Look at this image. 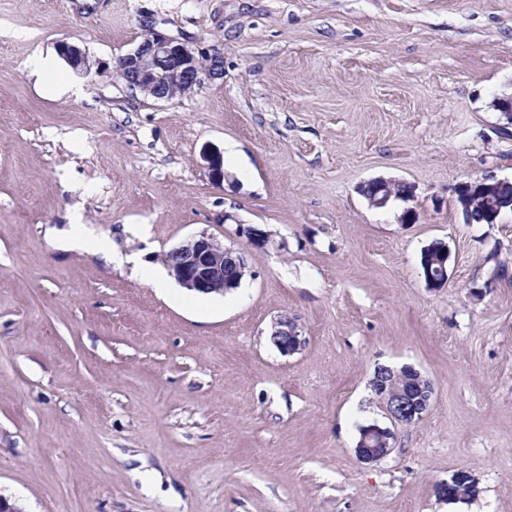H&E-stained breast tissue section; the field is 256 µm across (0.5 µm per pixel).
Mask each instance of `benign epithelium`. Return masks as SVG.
<instances>
[{
	"label": "benign epithelium",
	"instance_id": "benign-epithelium-1",
	"mask_svg": "<svg viewBox=\"0 0 512 512\" xmlns=\"http://www.w3.org/2000/svg\"><path fill=\"white\" fill-rule=\"evenodd\" d=\"M60 53L76 72L91 68L86 53L73 44H61ZM117 73L131 94L172 101L196 87L223 78L224 55L217 48L206 49L176 40L149 25L136 47L118 59ZM203 158L209 179L216 185L223 184L226 172L221 154L210 151ZM503 184L502 179L484 176L455 187L465 223L494 224L503 208H512V200L497 198V191ZM369 185L372 187V192L366 195L369 204L384 208L397 197L400 182L376 179ZM449 258L450 251L445 245L432 251L424 249L421 263L428 287L440 288L447 283ZM164 264L180 287L205 295H224L239 286L246 272L239 252L205 233L167 251ZM270 337L285 355L298 352L304 345L297 325L288 317L281 316L273 323ZM376 383L382 391L386 414L396 423L421 419L431 405L434 395L431 381L410 365L399 369L381 368L376 374ZM394 440L395 433L388 427L363 426L355 448L357 458L365 464L378 462L391 454ZM465 491L476 494L477 484L467 472L459 471L439 487L438 494L448 502H460Z\"/></svg>",
	"mask_w": 512,
	"mask_h": 512
}]
</instances>
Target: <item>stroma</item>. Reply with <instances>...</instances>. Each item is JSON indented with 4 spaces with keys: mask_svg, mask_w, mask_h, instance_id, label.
Listing matches in <instances>:
<instances>
[{
    "mask_svg": "<svg viewBox=\"0 0 512 512\" xmlns=\"http://www.w3.org/2000/svg\"><path fill=\"white\" fill-rule=\"evenodd\" d=\"M148 21L223 52V79L131 96L115 66ZM36 54L54 68L32 74ZM511 96L512 0H0V493L25 512H512V212L464 223L454 192L512 179ZM378 177L412 197L370 208ZM202 233L242 253L239 287L157 288ZM282 315L292 355L268 337ZM406 364L434 395L396 425L371 380ZM370 424L396 438L364 464ZM459 471L477 496L441 499ZM437 243H433L437 249L432 251L429 248L424 249L425 254L421 259L424 280L429 288H440L448 280L450 251L445 244L439 247ZM269 336L279 351L285 355L298 352L305 343L297 325L288 317L280 316L273 323ZM395 433L388 427L371 424L360 428L355 452L365 464L378 462L391 454L394 449Z\"/></svg>",
    "mask_w": 512,
    "mask_h": 512,
    "instance_id": "1",
    "label": "stroma"
}]
</instances>
